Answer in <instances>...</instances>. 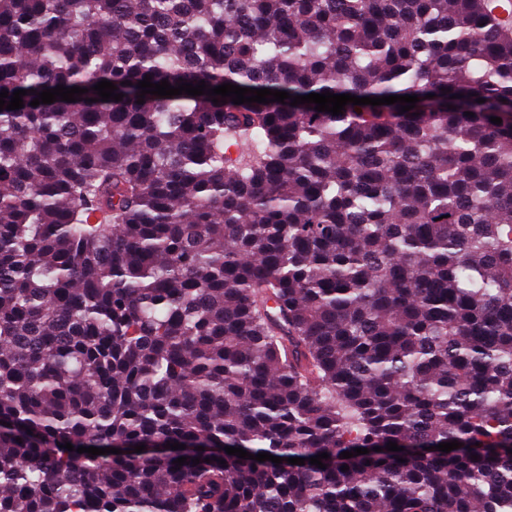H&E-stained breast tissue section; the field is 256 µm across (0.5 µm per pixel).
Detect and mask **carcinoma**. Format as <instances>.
<instances>
[{"label": "carcinoma", "mask_w": 512, "mask_h": 512, "mask_svg": "<svg viewBox=\"0 0 512 512\" xmlns=\"http://www.w3.org/2000/svg\"><path fill=\"white\" fill-rule=\"evenodd\" d=\"M20 89L0 512H512V0H0Z\"/></svg>", "instance_id": "carcinoma-1"}]
</instances>
